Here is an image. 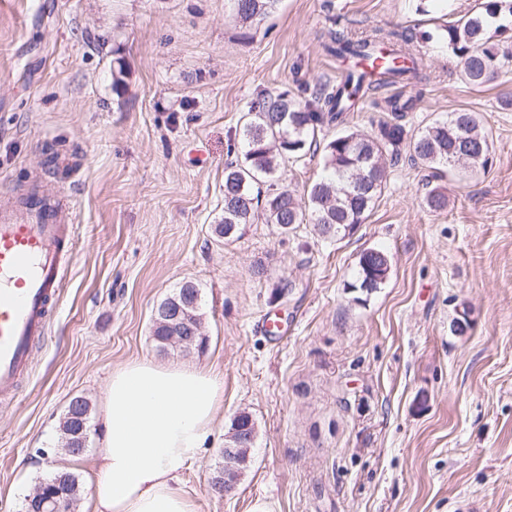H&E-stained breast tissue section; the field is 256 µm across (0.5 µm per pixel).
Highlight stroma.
I'll list each match as a JSON object with an SVG mask.
<instances>
[{"label":"stroma","instance_id":"obj_1","mask_svg":"<svg viewBox=\"0 0 512 512\" xmlns=\"http://www.w3.org/2000/svg\"><path fill=\"white\" fill-rule=\"evenodd\" d=\"M475 0H279L242 23L228 0H0V197L43 179L75 212L60 305L22 382L0 397V512H22L64 466L98 478L113 369L149 358L212 371L220 408L184 473L197 512H512V79L463 83L438 25ZM422 33L409 135L456 110L492 138L486 169L451 176L402 155L362 224L332 239L264 219L224 240V169L257 93L307 98L336 81L330 25ZM322 152L278 170L303 195ZM448 207L429 210V189ZM390 270L352 283L362 253ZM200 290L207 346L160 350L155 307ZM280 315L281 340L259 334ZM467 314L464 332L452 329ZM90 402L83 455L65 454L69 401ZM255 423L235 491L210 490L233 418ZM389 271V259L381 249H371L364 252L359 259V269L353 288L371 292L385 282Z\"/></svg>","mask_w":512,"mask_h":512}]
</instances>
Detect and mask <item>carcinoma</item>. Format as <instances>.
I'll return each instance as SVG.
<instances>
[{"label":"carcinoma","instance_id":"1","mask_svg":"<svg viewBox=\"0 0 512 512\" xmlns=\"http://www.w3.org/2000/svg\"><path fill=\"white\" fill-rule=\"evenodd\" d=\"M237 16L252 22L271 13L279 0H232ZM443 38L461 60L460 78L480 87L495 81L512 67V0H479L470 11L441 28ZM326 49L338 59H372V71L346 75L331 90L298 99L287 92L264 91L251 102L244 115L243 160L224 170V219L217 231L224 238L236 236L238 226L251 223L259 202H264L266 221L286 233L302 223L305 215L324 237H334L363 222L379 198L385 178L381 161L398 162L405 148L431 169L451 173L478 170L491 162V144L479 129L474 113L460 110L425 126L413 139L402 120L414 106V99L398 94L376 103L392 114L371 134L339 130L323 146L325 174L307 191L306 200L286 190L268 188L265 198L254 193L255 186L271 178L280 164L302 160L317 145L318 132L344 122V115L364 89V80L377 88L405 87L422 78V57L417 55L418 35L407 27H375L353 36L329 28L320 34ZM432 211L448 206L441 187L425 196ZM389 271V259L381 249L364 252L351 288L371 292L381 287ZM63 450L80 456L77 436L68 421L61 426ZM64 512L75 509L81 486L78 476L59 469L43 481Z\"/></svg>","mask_w":512,"mask_h":512}]
</instances>
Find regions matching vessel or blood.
I'll use <instances>...</instances> for the list:
<instances>
[{
    "mask_svg": "<svg viewBox=\"0 0 512 512\" xmlns=\"http://www.w3.org/2000/svg\"><path fill=\"white\" fill-rule=\"evenodd\" d=\"M70 210L33 199L0 204V392L26 370L60 302Z\"/></svg>",
    "mask_w": 512,
    "mask_h": 512,
    "instance_id": "vessel-or-blood-1",
    "label": "vessel or blood"
}]
</instances>
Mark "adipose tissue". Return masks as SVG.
<instances>
[{
    "instance_id": "1",
    "label": "adipose tissue",
    "mask_w": 512,
    "mask_h": 512,
    "mask_svg": "<svg viewBox=\"0 0 512 512\" xmlns=\"http://www.w3.org/2000/svg\"><path fill=\"white\" fill-rule=\"evenodd\" d=\"M212 372L151 359L113 370L91 512H196L182 475L200 456L216 420Z\"/></svg>"
}]
</instances>
